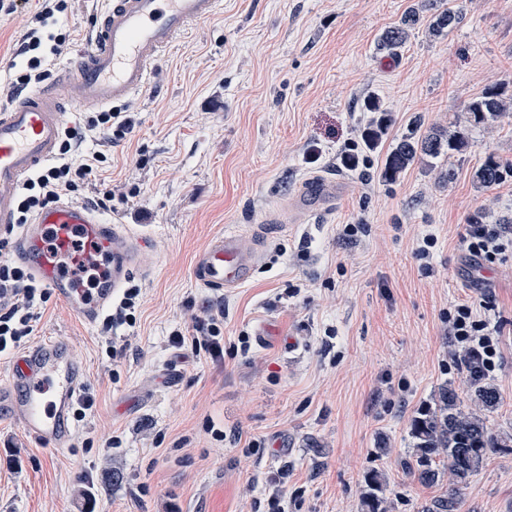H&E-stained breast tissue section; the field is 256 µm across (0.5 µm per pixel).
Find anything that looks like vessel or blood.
Segmentation results:
<instances>
[{
  "mask_svg": "<svg viewBox=\"0 0 512 512\" xmlns=\"http://www.w3.org/2000/svg\"><path fill=\"white\" fill-rule=\"evenodd\" d=\"M93 19L88 47L59 68L47 84L20 90L0 106V233L10 255L31 278L49 288L67 310L95 325L134 273L150 266L143 236L103 220L95 208L52 203L29 223L18 219L23 181L59 153L65 120L76 108L125 103L142 92L162 55L189 29L213 17L222 0H104ZM292 208L307 211L334 203L335 182L316 180ZM261 255L241 235L214 237L193 259L197 283L224 292L249 282ZM85 373L70 347L49 339L10 358L0 372V417H7L42 448L70 447L74 409Z\"/></svg>",
  "mask_w": 512,
  "mask_h": 512,
  "instance_id": "vessel-or-blood-1",
  "label": "vessel or blood"
}]
</instances>
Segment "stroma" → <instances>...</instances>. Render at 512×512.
Returning a JSON list of instances; mask_svg holds the SVG:
<instances>
[{
  "instance_id": "35a3bbf8",
  "label": "stroma",
  "mask_w": 512,
  "mask_h": 512,
  "mask_svg": "<svg viewBox=\"0 0 512 512\" xmlns=\"http://www.w3.org/2000/svg\"><path fill=\"white\" fill-rule=\"evenodd\" d=\"M423 3L223 0L166 52L102 174L136 188L103 216L153 241L152 274L131 279L143 302L130 344L110 357L101 326L55 299L37 310L28 344L67 341L97 405L78 421L75 446L55 451L0 419V458L10 439L22 460L21 471L0 468V512L50 502L72 512L86 485L97 512H159L165 499L182 512H266L267 480L278 475L288 512H362L375 470L386 512H425L448 484L408 474L411 424L443 384L469 400L447 321L466 299L500 333L501 403L486 420L512 436V264L482 262L459 238L474 214L512 218V174L491 189L474 179L488 158L512 162V109L489 125L468 110L488 88L512 95V0H449L463 21L439 37ZM101 8L72 0L61 15L73 47L90 43ZM412 9L422 21L405 43L380 49ZM369 97L391 117L372 150L361 140ZM415 122L468 127L469 143L382 181L387 150ZM353 152L351 170L342 158ZM316 178L341 182L345 195L332 211L289 222V203ZM229 227L260 243L263 261L248 284L221 294L201 287L191 264ZM428 237L427 273L416 252ZM211 305L224 308L223 360L169 348L171 331ZM103 416L119 447L105 449ZM460 498V512H512V447L490 454Z\"/></svg>"
}]
</instances>
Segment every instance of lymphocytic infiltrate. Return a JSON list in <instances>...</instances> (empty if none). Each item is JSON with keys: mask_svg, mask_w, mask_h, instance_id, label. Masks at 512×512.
I'll return each mask as SVG.
<instances>
[{"mask_svg": "<svg viewBox=\"0 0 512 512\" xmlns=\"http://www.w3.org/2000/svg\"><path fill=\"white\" fill-rule=\"evenodd\" d=\"M29 9L28 0H14L13 9L24 21L26 32L19 54L24 65L13 78L0 82V103H10L16 93L43 81L51 63L71 49L70 32L57 25L58 14L69 7L68 0H38ZM135 125L130 112L102 111L85 116L82 125L66 128L58 158L29 178L18 199L20 223L28 221L47 204L75 194L89 185L99 165L106 163L104 152H95L91 162L74 163L73 152L90 134L105 131L112 141L123 140ZM460 240L474 257L487 262H504L512 257V236L501 224H466ZM47 300V291L32 280L26 270L8 259H0V356L12 353L32 335L36 310ZM191 329H174L168 343L176 349L190 348L193 355L218 360L224 356V313L204 309L191 314ZM448 334L463 353L478 358L485 373L497 367L499 338L496 328L478 318L470 303L457 305L448 317Z\"/></svg>", "mask_w": 512, "mask_h": 512, "instance_id": "lymphocytic-infiltrate-1", "label": "lymphocytic infiltrate"}]
</instances>
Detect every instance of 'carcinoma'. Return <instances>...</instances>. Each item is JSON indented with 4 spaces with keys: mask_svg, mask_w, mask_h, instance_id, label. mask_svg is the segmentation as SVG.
<instances>
[{
    "mask_svg": "<svg viewBox=\"0 0 512 512\" xmlns=\"http://www.w3.org/2000/svg\"><path fill=\"white\" fill-rule=\"evenodd\" d=\"M463 20V13L454 6L438 7L427 19L429 32L436 36L450 32ZM420 21V14L409 11L401 26L386 31L380 39L382 50H393L405 42L409 30ZM508 107L502 91L491 88L473 100L468 112L477 123L495 121ZM362 108L366 112H378L379 118L362 133V140L369 150L378 146L389 118L379 100L368 98ZM468 144V135L458 130L448 136L437 129L420 134L413 131L398 139L386 153L380 177L385 182L396 181L417 159L424 156L436 159L444 154L463 150ZM506 170L494 158H489L475 172L476 181L484 188H493L506 177ZM463 366L469 374L471 405L461 404L456 390L450 384L439 388L438 397L432 404L422 407L413 420L412 461L408 470L424 484H435L448 478L451 490L434 501L426 512H457L460 487L468 484L484 466L490 453L507 447L506 441L496 436L488 427L486 414L500 404L498 388L488 376L472 370L471 360L463 357ZM383 483L378 473L366 479L363 507L366 512H383V500L379 493Z\"/></svg>",
    "mask_w": 512,
    "mask_h": 512,
    "instance_id": "1",
    "label": "carcinoma"
}]
</instances>
